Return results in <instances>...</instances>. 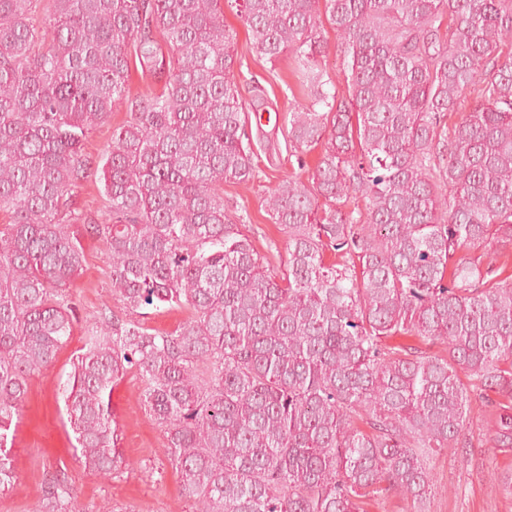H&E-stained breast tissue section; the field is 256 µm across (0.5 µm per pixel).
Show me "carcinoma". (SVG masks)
I'll return each mask as SVG.
<instances>
[{"instance_id":"carcinoma-1","label":"carcinoma","mask_w":512,"mask_h":512,"mask_svg":"<svg viewBox=\"0 0 512 512\" xmlns=\"http://www.w3.org/2000/svg\"><path fill=\"white\" fill-rule=\"evenodd\" d=\"M226 6L305 95L297 170L265 202L276 266L224 202L258 176L263 105L242 97ZM133 67L148 90L131 92ZM119 106L95 160L85 144ZM95 171L102 207L80 211ZM0 212V491L28 381L78 323L87 237L131 314L86 326L59 384L91 471L124 463L112 392L130 372L194 512L393 495L423 512L430 461L472 446L474 399L512 450V275L493 259L512 246V0H0ZM144 308L188 316L159 331L132 318ZM75 500L53 474L40 512Z\"/></svg>"}]
</instances>
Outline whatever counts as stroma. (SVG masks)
Here are the masks:
<instances>
[{
    "instance_id": "1",
    "label": "stroma",
    "mask_w": 512,
    "mask_h": 512,
    "mask_svg": "<svg viewBox=\"0 0 512 512\" xmlns=\"http://www.w3.org/2000/svg\"><path fill=\"white\" fill-rule=\"evenodd\" d=\"M224 18L238 33L237 71L242 95L248 101L264 98L269 111L268 119L252 127L258 179L225 185L224 199L241 215L244 231L257 251L269 255L286 248L284 235L266 213L265 200L292 170L286 126L288 109L294 102L292 91L298 82L287 58L271 62L252 49L235 13L225 12ZM84 246L87 262L70 290L80 323L54 364L29 381L10 450L18 479L0 492V512H37L44 477L58 467L63 468L65 479L77 493L80 512H105L109 507L117 512H192L163 454L164 432L145 410L134 376H126L112 394L125 467L118 474L99 476L74 454L73 433L62 404L56 400L58 385L70 371L73 351L83 344L85 323L106 307L117 315L122 312L110 293L103 242L88 239ZM431 468L438 491L428 512H512V452H500L477 440L467 452L435 457Z\"/></svg>"
}]
</instances>
